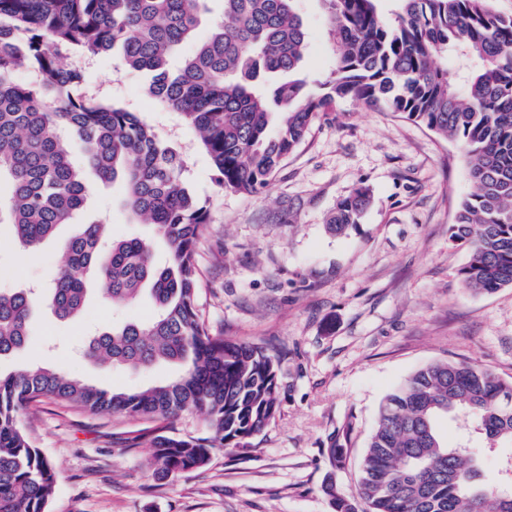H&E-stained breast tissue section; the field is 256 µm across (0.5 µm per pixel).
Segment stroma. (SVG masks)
<instances>
[{
    "label": "stroma",
    "mask_w": 512,
    "mask_h": 512,
    "mask_svg": "<svg viewBox=\"0 0 512 512\" xmlns=\"http://www.w3.org/2000/svg\"><path fill=\"white\" fill-rule=\"evenodd\" d=\"M299 7L310 35L303 71L321 80L331 64L323 4ZM87 72L92 89L138 113L183 155L184 179L210 212L197 247L201 314L214 335L279 351V412L247 447L215 450L203 469L161 480L148 449L120 443L139 421L43 400L24 423L57 470L48 512H332L323 481L335 477L338 490L355 493L379 405L415 370L467 360L512 378V288L475 293L458 277L467 252L451 233L471 186L456 142L348 100L313 124L268 192L248 196L219 189L192 129L147 96L144 73L117 54ZM359 187L371 196L362 219L332 232L330 214ZM123 193L121 184L93 182L82 222H104L117 238L151 236ZM75 230L62 227L33 256L0 237V292L47 286ZM153 315L146 294L115 307L93 292L70 319L37 305L28 345L0 359V372L46 365L122 390L173 379V365L104 368L82 354L112 323ZM345 433L347 460L332 466L331 439Z\"/></svg>",
    "instance_id": "stroma-1"
}]
</instances>
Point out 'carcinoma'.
I'll return each mask as SVG.
<instances>
[{
    "label": "carcinoma",
    "instance_id": "1",
    "mask_svg": "<svg viewBox=\"0 0 512 512\" xmlns=\"http://www.w3.org/2000/svg\"><path fill=\"white\" fill-rule=\"evenodd\" d=\"M210 0H0V227L35 253L73 223L90 191L85 170L124 187L127 209L152 226L168 258L156 263L142 238L117 239L83 224L64 244L48 305L69 319L95 284L107 302L134 303L143 287L157 314L104 329L84 355L102 365L181 374L139 390H109L43 367L0 375V512H47L52 463L33 446L23 414L43 399L89 413L137 417L127 448L151 449L150 467L180 475L208 464L217 448H244L279 409L277 355L258 343L213 336L201 316L197 246L210 223L183 177L179 153L138 115L89 87L86 62L118 51L149 76L148 94L179 113L211 157L220 188L256 193L311 126L348 99L381 104L460 143L472 191L452 238L467 246L458 271L477 293L512 287V16L489 0H399L385 19L379 0H323L333 66L314 94L301 76L308 34L299 0H221L209 35L196 39ZM192 51L174 71L179 46ZM459 74L448 75V58ZM24 70L32 79L19 82ZM85 166L75 165L73 151ZM369 203L358 188L329 218L342 232ZM36 304L32 292L0 293V356L23 348ZM200 413L205 436L173 427ZM461 418L488 448L512 446V379L469 361H437L382 401L360 461L356 492L322 486L333 512H512V500L481 478L464 443L439 425Z\"/></svg>",
    "mask_w": 512,
    "mask_h": 512
}]
</instances>
